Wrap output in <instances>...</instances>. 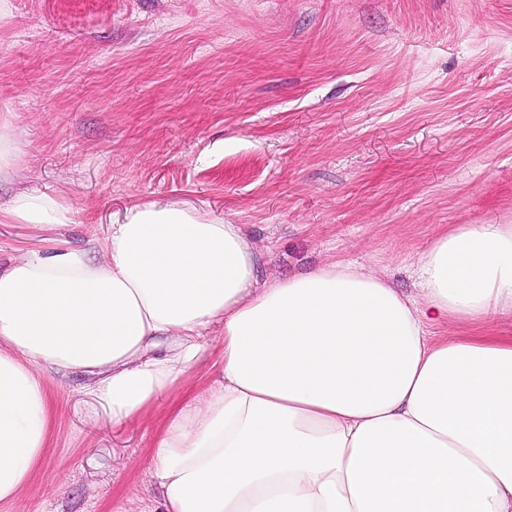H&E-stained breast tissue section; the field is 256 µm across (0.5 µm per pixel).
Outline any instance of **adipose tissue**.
<instances>
[{"label":"adipose tissue","instance_id":"ef3b65f1","mask_svg":"<svg viewBox=\"0 0 512 512\" xmlns=\"http://www.w3.org/2000/svg\"><path fill=\"white\" fill-rule=\"evenodd\" d=\"M54 231L0 267V503L52 441L51 374L82 370L118 419L170 388L224 324L223 380L162 429L164 512H512V224H457L418 257L420 297L332 262L253 292L240 225L127 210L96 257L28 192L0 219ZM452 319L472 334L433 339ZM166 354H159V347Z\"/></svg>","mask_w":512,"mask_h":512}]
</instances>
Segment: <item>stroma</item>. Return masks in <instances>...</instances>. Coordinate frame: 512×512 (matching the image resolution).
Segmentation results:
<instances>
[{
    "mask_svg": "<svg viewBox=\"0 0 512 512\" xmlns=\"http://www.w3.org/2000/svg\"><path fill=\"white\" fill-rule=\"evenodd\" d=\"M0 205L80 248L127 209L242 225L256 288L347 260L418 293L455 224L512 222V0H0ZM223 325L137 418L50 384L52 447L0 512H157L162 425L219 382ZM1 218L12 224H29L50 231L72 224L68 209L36 192L22 193L7 206L0 205Z\"/></svg>",
    "mask_w": 512,
    "mask_h": 512,
    "instance_id": "obj_1",
    "label": "stroma"
}]
</instances>
